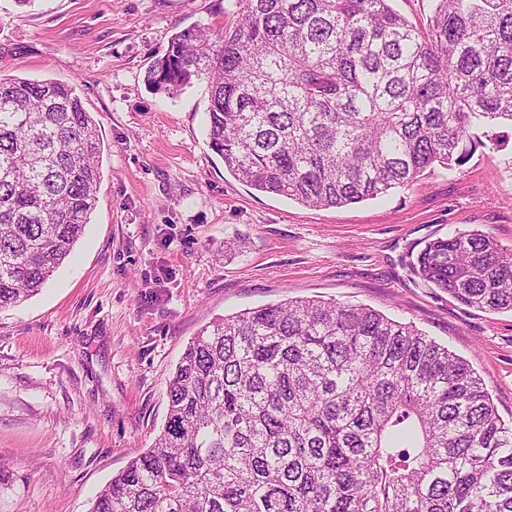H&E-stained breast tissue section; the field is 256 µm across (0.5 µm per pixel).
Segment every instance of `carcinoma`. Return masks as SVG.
Here are the masks:
<instances>
[{
	"label": "carcinoma",
	"mask_w": 512,
	"mask_h": 512,
	"mask_svg": "<svg viewBox=\"0 0 512 512\" xmlns=\"http://www.w3.org/2000/svg\"><path fill=\"white\" fill-rule=\"evenodd\" d=\"M228 33L173 34L145 75L209 86L207 136L251 188L312 208L460 169L475 125L512 123V0H238ZM101 137L77 88L0 78V308L35 295L96 209ZM410 267L461 304L512 312V250L487 232ZM153 446L92 512H512V423L469 363L364 305L290 300L215 320L168 382ZM390 5L397 13L405 17L409 22L419 28H423L435 9L436 1L392 0Z\"/></svg>",
	"instance_id": "carcinoma-1"
}]
</instances>
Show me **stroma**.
<instances>
[{
    "label": "stroma",
    "mask_w": 512,
    "mask_h": 512,
    "mask_svg": "<svg viewBox=\"0 0 512 512\" xmlns=\"http://www.w3.org/2000/svg\"><path fill=\"white\" fill-rule=\"evenodd\" d=\"M236 0H0V77L76 85L103 139L97 208L38 294L0 309V512H91L150 448L167 386L215 319L296 299L366 305L465 359L512 421V312L469 308L408 266L428 240L512 249V125L460 170L309 208L236 180L207 139L209 87L145 73L177 31L232 28ZM232 249H225V242Z\"/></svg>",
    "instance_id": "1"
}]
</instances>
